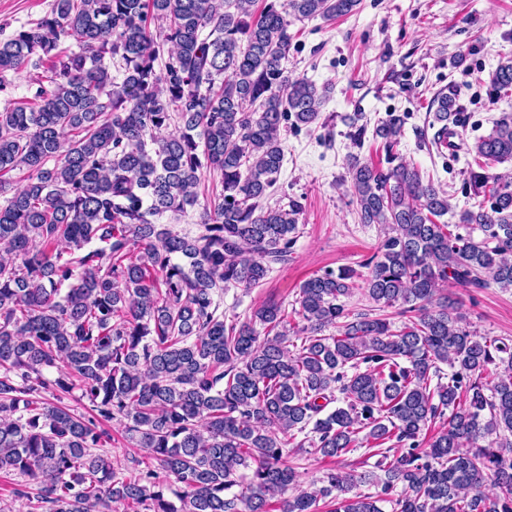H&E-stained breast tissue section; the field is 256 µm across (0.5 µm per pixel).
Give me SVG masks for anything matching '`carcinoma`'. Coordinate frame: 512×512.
Wrapping results in <instances>:
<instances>
[{"label":"carcinoma","mask_w":512,"mask_h":512,"mask_svg":"<svg viewBox=\"0 0 512 512\" xmlns=\"http://www.w3.org/2000/svg\"><path fill=\"white\" fill-rule=\"evenodd\" d=\"M255 2L54 0L0 40V85L27 66L51 72L0 110V195L27 171L0 202V473L39 483L14 490L30 512H512V441L480 445L512 434V344L478 335L443 294L512 288V173L488 172L512 160V114L467 150L469 190L487 204L451 226L437 222L448 192L394 152L401 118L380 121L385 165L349 166L360 222L385 227L359 262L367 274L326 269L291 310L268 301L227 323L217 297L260 286L300 235L299 201L267 203L281 128L314 124L332 91L288 78L290 20L360 0ZM69 38L78 50L61 47ZM490 88L512 90V57ZM436 102L439 143L462 105L451 85ZM204 167L220 181L202 233L156 223L198 204ZM358 279L374 306L355 313ZM75 390L88 413L63 405ZM339 393L346 404L324 413ZM114 420L146 452L134 476L100 452ZM298 434L323 459L366 444L379 473L328 468L276 509ZM366 479L385 498L354 493ZM489 480L500 493L483 491Z\"/></svg>","instance_id":"cac0c4a2"}]
</instances>
